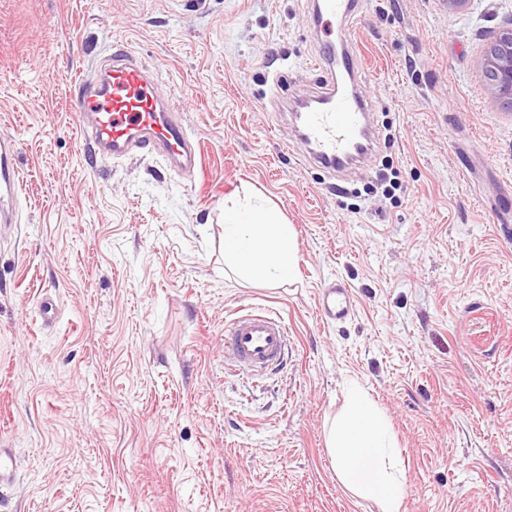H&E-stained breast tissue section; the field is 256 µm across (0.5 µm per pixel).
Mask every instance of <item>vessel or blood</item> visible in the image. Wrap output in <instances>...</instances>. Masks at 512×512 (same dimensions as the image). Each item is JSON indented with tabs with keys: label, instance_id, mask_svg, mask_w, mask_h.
Wrapping results in <instances>:
<instances>
[{
	"label": "vessel or blood",
	"instance_id": "b4317fda",
	"mask_svg": "<svg viewBox=\"0 0 512 512\" xmlns=\"http://www.w3.org/2000/svg\"><path fill=\"white\" fill-rule=\"evenodd\" d=\"M365 0H317V19L332 24L343 19L337 40L328 41L316 57L321 73L317 103L298 117V138L309 161L340 175L373 150L378 132L372 122V100L363 90L365 62L353 46L352 25ZM100 76H82L74 96L83 139L105 157L122 159L146 149L164 158L178 172L197 174L200 149L188 134L178 110L156 91L154 78L131 50L112 52L99 66ZM16 140L0 139V223L15 220L12 203L22 183ZM316 311L325 322L347 321L354 295L344 283L321 288ZM291 342L282 318L266 311H249L224 325V356L254 378L289 355ZM17 482L12 449L0 448V494Z\"/></svg>",
	"mask_w": 512,
	"mask_h": 512
}]
</instances>
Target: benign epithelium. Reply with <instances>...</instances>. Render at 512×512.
Wrapping results in <instances>:
<instances>
[{
    "label": "benign epithelium",
    "instance_id": "benign-epithelium-1",
    "mask_svg": "<svg viewBox=\"0 0 512 512\" xmlns=\"http://www.w3.org/2000/svg\"><path fill=\"white\" fill-rule=\"evenodd\" d=\"M482 71L488 98L512 111V18L489 31Z\"/></svg>",
    "mask_w": 512,
    "mask_h": 512
}]
</instances>
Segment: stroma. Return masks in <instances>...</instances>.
<instances>
[{
  "mask_svg": "<svg viewBox=\"0 0 512 512\" xmlns=\"http://www.w3.org/2000/svg\"><path fill=\"white\" fill-rule=\"evenodd\" d=\"M312 0H0V137L19 134L18 222L0 228V512H379L339 480L329 431L351 389L386 418L401 512H512V112L480 59L512 0H366L365 89L393 135L334 178L283 147L326 28ZM148 65L201 143L188 182L157 156H99L72 82L116 44ZM361 197H354V190ZM266 200L297 234L294 279L224 264V205ZM353 289L328 324L318 291ZM57 307L41 324L39 303ZM271 309L294 347L255 379L224 321ZM317 314L327 323H343L354 311V295L342 282L321 288L316 302ZM17 482V463L13 449L0 448V496Z\"/></svg>",
  "mask_w": 512,
  "mask_h": 512,
  "instance_id": "35a3bbf8",
  "label": "stroma"
}]
</instances>
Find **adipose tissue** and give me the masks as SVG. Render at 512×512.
<instances>
[{"mask_svg": "<svg viewBox=\"0 0 512 512\" xmlns=\"http://www.w3.org/2000/svg\"><path fill=\"white\" fill-rule=\"evenodd\" d=\"M224 262L249 279H290L296 273L295 230L264 205L228 209ZM329 446L336 473L350 490L376 503L380 512H400L397 450L383 417L364 394L351 396L345 418L330 434Z\"/></svg>", "mask_w": 512, "mask_h": 512, "instance_id": "adipose-tissue-1", "label": "adipose tissue"}]
</instances>
